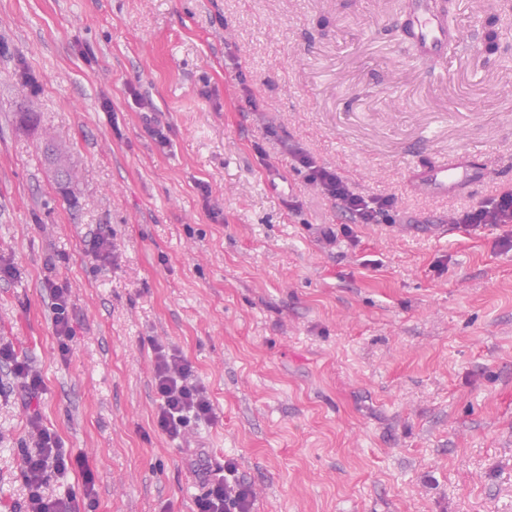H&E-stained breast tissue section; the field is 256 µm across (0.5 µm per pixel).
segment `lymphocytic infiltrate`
<instances>
[{
    "label": "lymphocytic infiltrate",
    "instance_id": "obj_1",
    "mask_svg": "<svg viewBox=\"0 0 512 512\" xmlns=\"http://www.w3.org/2000/svg\"><path fill=\"white\" fill-rule=\"evenodd\" d=\"M294 157L307 168L309 180L326 196L333 198L347 213L361 223H376L378 216L390 206L389 198L364 196L351 191L335 169L317 164L303 150ZM457 223L466 229L486 224H512V191H505L474 210L461 214ZM155 389L160 398L156 425L170 440L184 439L194 423H210L215 419L212 404L204 387L195 378L192 362L177 352L157 348L154 368ZM33 450L24 452L21 475L26 491L25 512H79L74 496L48 494L51 475L63 476L79 471L85 493L94 489V472L87 457L71 454L59 439L39 422L38 415L29 419ZM233 460L212 467L200 460L198 475L203 491L196 499L197 512H252L254 491L251 485L237 479Z\"/></svg>",
    "mask_w": 512,
    "mask_h": 512
}]
</instances>
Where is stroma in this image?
Segmentation results:
<instances>
[{"instance_id":"1","label":"stroma","mask_w":512,"mask_h":512,"mask_svg":"<svg viewBox=\"0 0 512 512\" xmlns=\"http://www.w3.org/2000/svg\"><path fill=\"white\" fill-rule=\"evenodd\" d=\"M408 3L0 0V340L89 459L86 512H195L194 448L236 462L253 512H512V230L455 223L512 190V0H451L463 40L428 63ZM294 146L392 197L387 220L353 223ZM443 159L481 181L414 193L408 168ZM157 341L216 415L184 450L155 425ZM22 400L0 391V512H23ZM46 285L47 288H50L54 300L52 305L53 325L59 342V350L62 355H66L69 352V343L74 338L69 311L70 290L66 286L58 285L50 280H47Z\"/></svg>"}]
</instances>
